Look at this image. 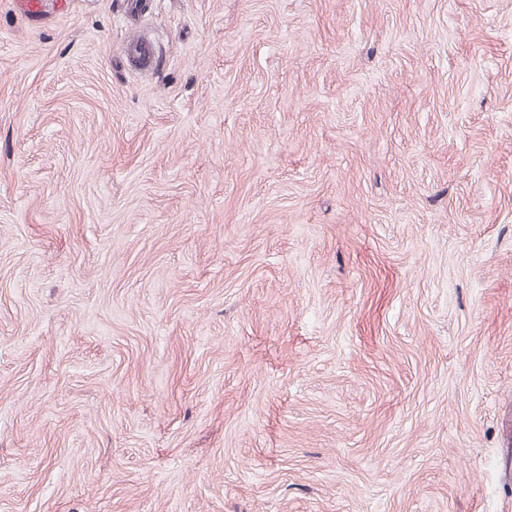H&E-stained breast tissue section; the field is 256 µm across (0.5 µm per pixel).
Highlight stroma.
<instances>
[{"label":"stroma","mask_w":512,"mask_h":512,"mask_svg":"<svg viewBox=\"0 0 512 512\" xmlns=\"http://www.w3.org/2000/svg\"><path fill=\"white\" fill-rule=\"evenodd\" d=\"M62 2L0 0V512H512V0ZM124 56L128 62L134 61L150 69L154 58V46L146 38L133 37L124 47Z\"/></svg>","instance_id":"stroma-1"}]
</instances>
